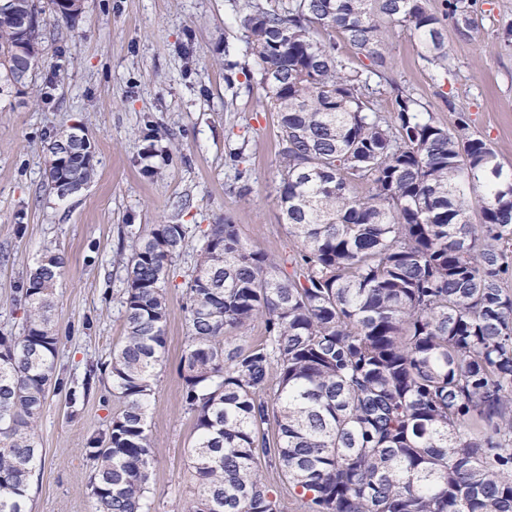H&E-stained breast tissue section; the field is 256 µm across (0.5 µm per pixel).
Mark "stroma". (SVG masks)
<instances>
[{"instance_id":"stroma-1","label":"stroma","mask_w":512,"mask_h":512,"mask_svg":"<svg viewBox=\"0 0 512 512\" xmlns=\"http://www.w3.org/2000/svg\"><path fill=\"white\" fill-rule=\"evenodd\" d=\"M246 2L84 0L76 20L44 17L37 68L24 85L0 86V334L17 332L25 318L15 295L29 269L46 252L62 254L55 363L75 384L124 336L126 272L115 258L130 253L131 226L201 231L229 222L246 242L279 257L295 246L276 202L279 117L240 69L251 61L239 24ZM480 8L477 40L443 24L448 59L441 65L424 59L416 37L388 29V67L376 97L388 112L395 91H403L444 128L466 116L471 132L488 140L509 169L512 0H482ZM74 127L94 147L97 176L60 201L46 188L48 148ZM152 131L169 160L151 177L143 149ZM233 150L242 152L241 164L230 161ZM193 261L185 250L165 290L166 352L148 415L155 512H182L194 488L187 455L194 419L179 372L188 336L184 282ZM117 407L102 380L74 406L64 394L48 393L36 427L32 512H94L86 443L107 428Z\"/></svg>"}]
</instances>
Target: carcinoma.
Listing matches in <instances>:
<instances>
[{
	"mask_svg": "<svg viewBox=\"0 0 512 512\" xmlns=\"http://www.w3.org/2000/svg\"><path fill=\"white\" fill-rule=\"evenodd\" d=\"M0 0V51L39 28ZM448 21L481 35L477 0ZM265 101L278 113L277 205L295 240L283 259L234 224L202 232L188 274L183 402L194 417L184 512H283L259 468L277 469L305 512H512V173L464 116L443 128L403 92L375 108L385 29L448 48L425 0H291L240 20ZM320 27L369 61L348 67ZM97 164L49 159L46 183L93 182ZM358 183L368 195L355 193ZM189 230L132 232L120 300L125 336L82 386L56 372L52 251L27 273L19 335H0V512H28L50 388L69 404L96 374L119 401L88 440L95 512H152L147 411L166 348L165 288ZM262 321L264 334H233Z\"/></svg>",
	"mask_w": 512,
	"mask_h": 512,
	"instance_id": "cac0c4a2",
	"label": "carcinoma"
}]
</instances>
